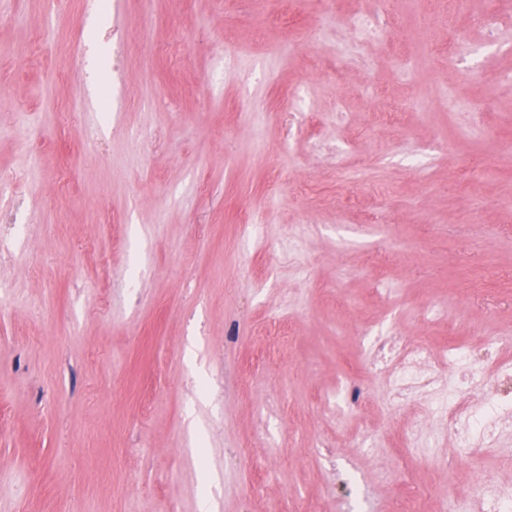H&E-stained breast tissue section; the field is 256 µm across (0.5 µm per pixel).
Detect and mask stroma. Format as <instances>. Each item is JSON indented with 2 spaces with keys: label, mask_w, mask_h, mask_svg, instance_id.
<instances>
[{
  "label": "stroma",
  "mask_w": 512,
  "mask_h": 512,
  "mask_svg": "<svg viewBox=\"0 0 512 512\" xmlns=\"http://www.w3.org/2000/svg\"><path fill=\"white\" fill-rule=\"evenodd\" d=\"M412 0H0V512H425L476 472L512 485V415L473 466L387 405L370 328L512 357V0L474 73L416 54ZM397 29L323 67L325 10ZM239 46L225 64L227 44ZM300 92L307 115L281 105ZM452 97L493 99L452 112ZM429 153L427 176L400 150ZM361 170L348 189L339 164ZM262 210L261 236L241 217ZM295 224L307 239L289 241ZM357 412L325 407L340 375ZM413 482L394 485L409 423ZM372 433L371 452L356 449Z\"/></svg>",
  "instance_id": "1"
}]
</instances>
